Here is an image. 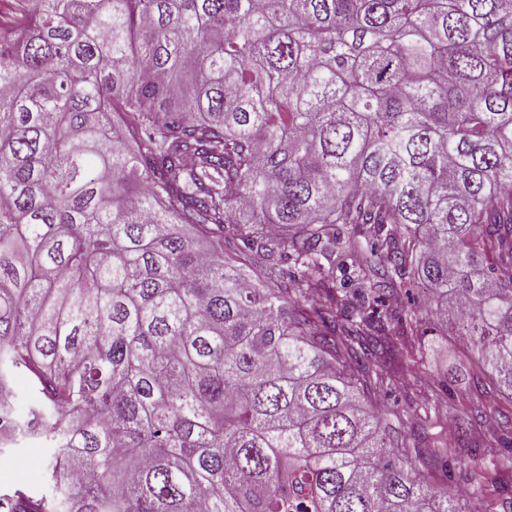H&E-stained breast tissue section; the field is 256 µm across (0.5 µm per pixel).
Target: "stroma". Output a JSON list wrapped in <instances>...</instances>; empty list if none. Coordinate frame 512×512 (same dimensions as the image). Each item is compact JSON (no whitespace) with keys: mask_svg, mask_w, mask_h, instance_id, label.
Instances as JSON below:
<instances>
[{"mask_svg":"<svg viewBox=\"0 0 512 512\" xmlns=\"http://www.w3.org/2000/svg\"><path fill=\"white\" fill-rule=\"evenodd\" d=\"M419 317L428 339L437 342L422 363H409L394 385L382 391L379 402L386 411L405 414L414 432L431 453L450 452V427L454 418L484 412L473 430L471 446L453 477L439 476L437 485L471 489L472 460L494 461L505 446H512V403L497 399L485 389V379L473 355L457 339L455 329L441 330L428 310ZM8 464H0V493L23 487L36 494L51 493L46 480L47 455L29 444L7 451Z\"/></svg>","mask_w":512,"mask_h":512,"instance_id":"obj_1","label":"stroma"}]
</instances>
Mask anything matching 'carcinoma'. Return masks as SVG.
Instances as JSON below:
<instances>
[{"label":"carcinoma","instance_id":"obj_1","mask_svg":"<svg viewBox=\"0 0 512 512\" xmlns=\"http://www.w3.org/2000/svg\"><path fill=\"white\" fill-rule=\"evenodd\" d=\"M349 256L512 400V0H0V449L54 487L0 512H464ZM348 268L345 272V275L343 273H340L336 269V284L338 288H345L341 289L343 291L342 293L347 294L349 305H359V302H357V299H360V295L362 292H367L370 290V288H374L373 283H375V280L372 281L371 279L362 278L357 269L353 266L352 261L348 259ZM344 280V285H343ZM418 288L416 282L407 280L404 288L400 289L395 297H389L385 301L384 308L389 311L395 308L406 309L407 307H413L414 300L417 305L420 304L422 293Z\"/></svg>","mask_w":512,"mask_h":512}]
</instances>
